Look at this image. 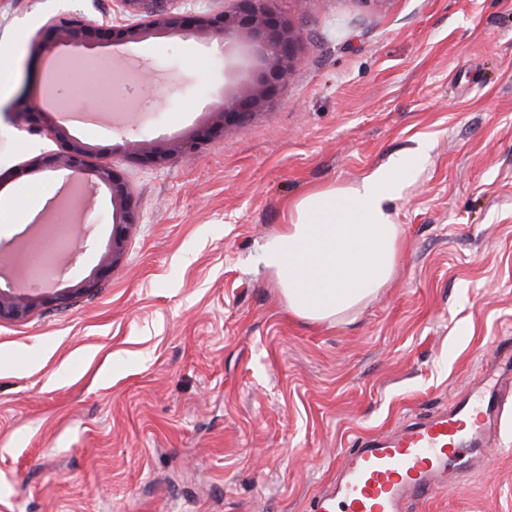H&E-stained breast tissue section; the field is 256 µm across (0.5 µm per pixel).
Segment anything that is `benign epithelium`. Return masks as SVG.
<instances>
[{"label":"benign epithelium","instance_id":"obj_1","mask_svg":"<svg viewBox=\"0 0 512 512\" xmlns=\"http://www.w3.org/2000/svg\"><path fill=\"white\" fill-rule=\"evenodd\" d=\"M123 10L139 17L132 25L100 24L81 16H61L44 26L46 39L36 35L33 44L44 58L52 59L61 48L76 52L92 50L99 41L121 46H137L149 38L202 34L220 47L219 61L243 51L248 64L237 85L216 96L208 111L217 114L221 124L203 123L166 143L150 148L135 146L131 158L144 164L159 166L172 156L191 159L226 127L241 126L262 109L276 90L286 84L300 62L301 34L289 19L277 11L275 0H228L229 7L218 14L182 16L165 7L169 0H117ZM22 111L14 113L15 121L41 120L39 133L61 142L64 151L45 160V164L68 170L78 176L84 197L93 196L102 187L112 192L118 203L113 221L112 244L89 275L72 288H36L6 284L0 287V320H17L28 316L45 304H65L73 298L91 294L123 256V243L138 217L132 203V191L110 165L89 167L87 157L93 148L69 135L66 127L46 118L47 101L42 93L22 99Z\"/></svg>","mask_w":512,"mask_h":512}]
</instances>
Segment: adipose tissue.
<instances>
[{
    "label": "adipose tissue",
    "mask_w": 512,
    "mask_h": 512,
    "mask_svg": "<svg viewBox=\"0 0 512 512\" xmlns=\"http://www.w3.org/2000/svg\"><path fill=\"white\" fill-rule=\"evenodd\" d=\"M419 176V161L379 167L356 184L312 189L262 247L268 273L294 316L340 322L394 279L401 226L394 203Z\"/></svg>",
    "instance_id": "obj_1"
}]
</instances>
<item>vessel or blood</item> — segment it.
<instances>
[{
	"mask_svg": "<svg viewBox=\"0 0 512 512\" xmlns=\"http://www.w3.org/2000/svg\"><path fill=\"white\" fill-rule=\"evenodd\" d=\"M509 397L512 385L498 380L390 436L356 438L342 453L335 484L312 497L309 512H404L408 502H428L488 445Z\"/></svg>",
	"mask_w": 512,
	"mask_h": 512,
	"instance_id": "b4317fda",
	"label": "vessel or blood"
}]
</instances>
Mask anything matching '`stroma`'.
<instances>
[{
    "instance_id": "stroma-1",
    "label": "stroma",
    "mask_w": 512,
    "mask_h": 512,
    "mask_svg": "<svg viewBox=\"0 0 512 512\" xmlns=\"http://www.w3.org/2000/svg\"><path fill=\"white\" fill-rule=\"evenodd\" d=\"M303 35L288 85L190 160H129L207 114L224 73L205 38L98 46L168 94L139 123L67 120L139 216L95 293L0 321V512H305L342 448L447 407L512 351V0H277ZM113 0H0V198L68 173L13 119L51 18ZM429 145L396 202L401 261L353 322L289 313L264 241L309 190ZM112 198L65 276L106 254ZM497 450L409 512H512V402Z\"/></svg>"
}]
</instances>
